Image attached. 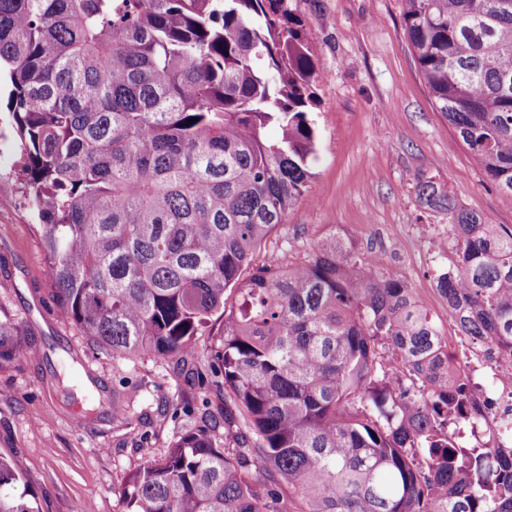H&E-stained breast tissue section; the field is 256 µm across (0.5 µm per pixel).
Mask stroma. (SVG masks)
Instances as JSON below:
<instances>
[{"label":"stroma","instance_id":"35a3bbf8","mask_svg":"<svg viewBox=\"0 0 512 512\" xmlns=\"http://www.w3.org/2000/svg\"><path fill=\"white\" fill-rule=\"evenodd\" d=\"M318 50L319 157L311 189L254 256L299 262L336 234L359 255L377 253L448 336L436 289L455 242L415 238L446 216L419 199L420 178L438 181L490 224L512 227L500 192L431 101L403 25L402 0H291ZM0 94V315L24 330L19 353L0 364V456L29 481L39 512H122L126 477L167 453L193 423L199 391L174 362L98 352L64 319L51 294L47 258L20 184L18 146ZM90 406L84 426L71 419Z\"/></svg>","mask_w":512,"mask_h":512}]
</instances>
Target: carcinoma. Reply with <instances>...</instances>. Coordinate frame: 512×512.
<instances>
[{"mask_svg":"<svg viewBox=\"0 0 512 512\" xmlns=\"http://www.w3.org/2000/svg\"><path fill=\"white\" fill-rule=\"evenodd\" d=\"M290 0H0V68L53 298L94 345L224 400L133 471L124 512H512V454L412 289L332 236L251 266L318 159L317 51ZM437 109L512 196V0H404ZM196 122L190 124L188 120ZM276 128L278 137L268 136ZM458 335L512 356V228L430 179ZM210 373L189 366L216 312ZM22 332L0 317V363ZM0 456V512H38Z\"/></svg>","mask_w":512,"mask_h":512,"instance_id":"carcinoma-1","label":"carcinoma"}]
</instances>
